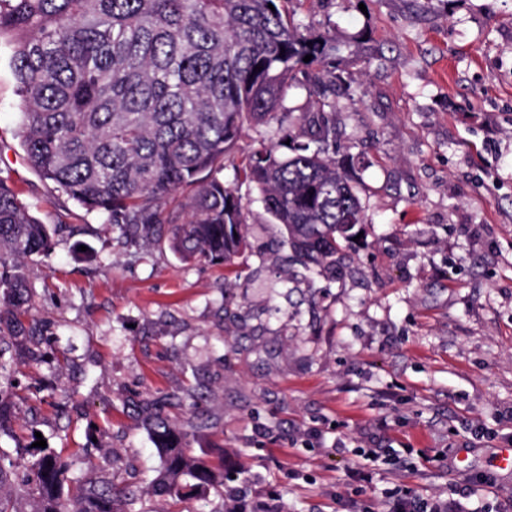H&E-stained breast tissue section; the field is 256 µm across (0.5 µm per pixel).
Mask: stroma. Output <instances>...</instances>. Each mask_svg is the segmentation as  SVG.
Returning <instances> with one entry per match:
<instances>
[{
    "instance_id": "stroma-1",
    "label": "stroma",
    "mask_w": 512,
    "mask_h": 512,
    "mask_svg": "<svg viewBox=\"0 0 512 512\" xmlns=\"http://www.w3.org/2000/svg\"><path fill=\"white\" fill-rule=\"evenodd\" d=\"M336 24L343 142L370 166L369 219L339 278L288 263L281 228L250 205L231 270L117 248L110 225L29 166L11 51L0 45V176L44 223L67 225L29 269L31 314L51 323L41 363L0 386V447L41 433L76 477L139 475L144 512H167L159 458L131 403L200 387L242 512H389L408 488L458 499L512 440V0H301ZM92 449L95 469L82 464ZM372 485H349L363 450ZM468 451L473 469L457 466Z\"/></svg>"
}]
</instances>
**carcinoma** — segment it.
I'll return each mask as SVG.
<instances>
[{"instance_id": "1", "label": "carcinoma", "mask_w": 512, "mask_h": 512, "mask_svg": "<svg viewBox=\"0 0 512 512\" xmlns=\"http://www.w3.org/2000/svg\"><path fill=\"white\" fill-rule=\"evenodd\" d=\"M295 0H0V37L13 38L20 138L31 166L79 208L111 225L123 247L224 263L248 247L250 210L220 174L233 170L262 203L305 269L336 277L342 252L368 223L356 178L362 154L336 126V25L295 18ZM273 8H268V5ZM312 56L308 62L303 61ZM304 102L288 106L291 92ZM246 127H273L236 156ZM55 229L0 177V378L17 356L40 360L49 327L26 319L27 266L44 264ZM164 398L136 401L160 458L152 486L183 512L223 493L224 458L192 448L213 423L168 420ZM71 465L50 448L0 450L4 478L38 494L35 512H143L135 483L89 481L73 493Z\"/></svg>"}]
</instances>
